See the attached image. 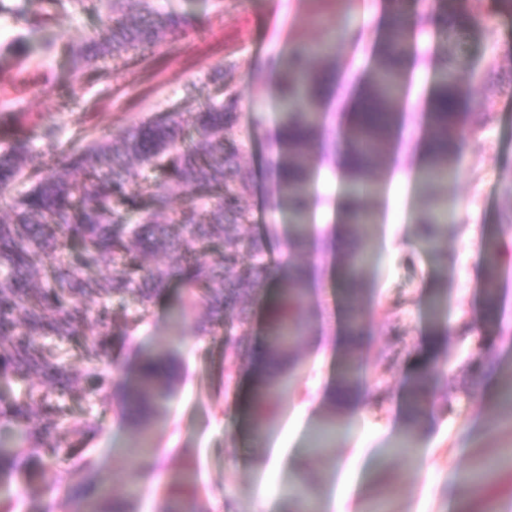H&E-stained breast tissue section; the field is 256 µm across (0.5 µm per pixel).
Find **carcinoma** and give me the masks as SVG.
Wrapping results in <instances>:
<instances>
[{
  "label": "carcinoma",
  "mask_w": 512,
  "mask_h": 512,
  "mask_svg": "<svg viewBox=\"0 0 512 512\" xmlns=\"http://www.w3.org/2000/svg\"><path fill=\"white\" fill-rule=\"evenodd\" d=\"M44 2L61 10L76 4L85 10H106L108 23L102 29L81 45L64 49L78 69L106 56L142 61L182 33L186 24L177 13L156 11L152 0ZM488 3L496 12L512 16V0H439L450 20L448 38L463 41L468 25ZM0 14L20 17L32 30L41 23L39 15L11 0H0ZM415 38L416 30L397 15L364 81L360 108L344 113L340 144L327 140L319 125L320 108L336 81L335 66L328 63L332 47L298 50L283 62L275 83L283 133L274 139L271 175L278 205L288 211V247L303 242L291 230L304 226L309 211V154L316 142L327 156L338 150L347 156L341 221L352 231L372 222L371 177L395 138L403 65L415 52ZM211 80L221 99L194 112H156L110 137L80 144L62 143L51 128L38 151L18 139L0 147V196H11L7 208L0 210V378L11 375L25 384L23 395L0 409V418L16 429L14 443H0L1 488L27 475L26 458L52 459L59 451L58 399L80 388L42 340L77 335L87 322L84 300L97 305L96 336L86 350L91 364L87 377L96 391L110 383L101 365L110 355L109 302L114 298L137 301L139 308L127 321L133 333L148 319L154 298L176 279L184 288L177 318H189L198 304L209 312V322L197 326L199 334L213 335L228 322L243 331L248 327L244 304L264 288L271 266L266 236L279 229L274 224L268 235L247 238L240 233L251 223L245 201L254 192V182L240 165L243 143L234 132L238 95L224 84L221 70ZM467 95L468 82L457 73L455 61H448L428 101L426 133L433 148L420 168V180L427 187L447 181L458 161L464 135L456 127ZM446 220L445 212L432 203L429 214L419 221L422 239L434 242ZM369 249L368 240L358 236L342 262L344 284L355 296L362 288ZM158 253L167 255L169 263L147 265L146 257ZM485 263L486 310L494 312L500 282L496 244L490 245ZM307 283L306 270L284 266L282 295L262 349L265 375L258 385L257 413L261 420L275 402L280 377L298 366L293 343L309 327L301 311ZM357 373L356 365H346L340 374L339 399L350 395ZM176 379L174 355L156 351L140 355L132 371L117 382L113 397L137 437L149 432ZM428 383V375L420 372L408 384V403L415 414ZM34 412L39 414L35 423L30 421ZM147 455L146 448L137 452L128 475L133 486L145 476ZM66 492L80 502L92 497L105 501L104 512H129L127 501L109 500L100 484Z\"/></svg>",
  "instance_id": "cac0c4a2"
}]
</instances>
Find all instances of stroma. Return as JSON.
Segmentation results:
<instances>
[{
	"label": "stroma",
	"mask_w": 512,
	"mask_h": 512,
	"mask_svg": "<svg viewBox=\"0 0 512 512\" xmlns=\"http://www.w3.org/2000/svg\"><path fill=\"white\" fill-rule=\"evenodd\" d=\"M163 12L188 16L192 24L159 47L147 60L126 67L99 63L72 88L71 64L60 45L78 44L105 22L81 9L53 14L32 35L37 52L17 51L27 35L24 22L0 15V136L41 146L47 126L60 129L63 141L85 135L102 137L126 129L142 117L178 106L193 110L214 99L210 81L223 68L224 81L239 93L236 133L245 144L242 162L253 175L255 190L247 200L253 220L247 234L263 231L274 214L270 203L273 129L280 123L273 98L274 67L299 47L323 39L339 27L343 14L353 16L355 42L337 46L335 65L345 81L330 95L327 132L337 135L338 116L359 91L373 63L382 33L378 17L364 8H381L383 0H155ZM423 23V47L408 91L426 99L444 57L453 56L471 84L465 109L488 111L492 121L477 136L466 138L455 174L435 193L416 183L396 184L397 169L416 170L417 144L425 112L412 113L408 142L389 149L379 163L384 173L377 218L367 228L374 261L364 268L365 289L351 299L342 285L341 262L324 245V225L336 221V199L343 185L321 155H314L310 179L315 196L308 222L313 247L285 249L282 239L269 241L274 260L318 272L303 300L309 334L296 346L298 373L282 393L271 422L254 430L256 414L249 349L266 340L268 310L279 298L278 280H269L251 308L247 335L202 336L192 322L172 316L180 291L170 287L152 302L147 324L135 335L125 333L133 300H113L111 356L127 364L136 352L166 350L181 363L174 396L164 404V419L155 426L151 446L155 469L137 491L133 512H160L186 474L204 512H254L262 489L274 491L271 512H296L298 488L319 502L341 497L348 512H512V461L497 465L483 498L469 485L452 484L512 448V413L499 399L487 398L499 367H512V337L493 339L494 323L512 326V18L483 13L468 33L466 46L445 39L429 25L435 0H414ZM194 85L193 98L182 89ZM442 199L450 213L435 245L418 236L417 220L430 197ZM405 222L392 246H385L391 207ZM496 239L501 259L499 306L487 321L483 303L485 244ZM364 319L367 339L359 357L365 386L363 427L372 436L373 470L354 472L346 464L355 451L350 414L335 409L327 392L347 356L336 343L350 306ZM434 382V423L416 441L426 455L420 463L390 454L403 435L406 382L419 370ZM57 433L60 454L48 470L63 473L70 484L108 483L112 494L125 496L133 437L112 400L88 392L81 400L59 401ZM335 416L343 430L326 451L309 446L321 422ZM98 418L94 433L75 435V423ZM302 451L299 463H272L273 448ZM71 499L38 480H18L0 512H73Z\"/></svg>",
	"instance_id": "obj_1"
}]
</instances>
